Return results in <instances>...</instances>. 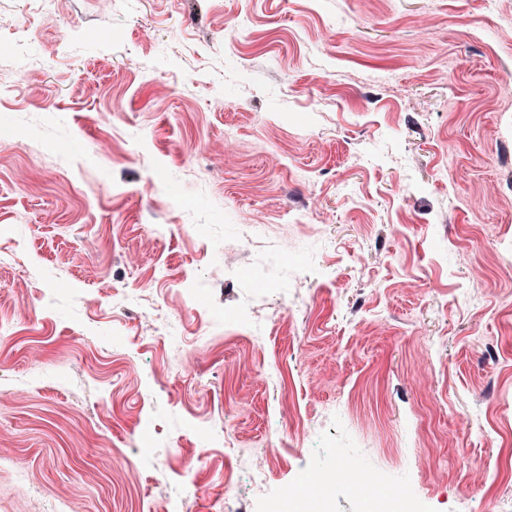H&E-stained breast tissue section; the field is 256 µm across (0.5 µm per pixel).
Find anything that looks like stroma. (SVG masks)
I'll return each mask as SVG.
<instances>
[{"instance_id": "35a3bbf8", "label": "stroma", "mask_w": 512, "mask_h": 512, "mask_svg": "<svg viewBox=\"0 0 512 512\" xmlns=\"http://www.w3.org/2000/svg\"><path fill=\"white\" fill-rule=\"evenodd\" d=\"M56 13L0 0L20 58L0 91V512L35 508L17 464L75 512H155L190 483L189 512L230 489L264 512L345 456L417 482L418 512H512V0ZM240 231L250 255L212 285Z\"/></svg>"}]
</instances>
